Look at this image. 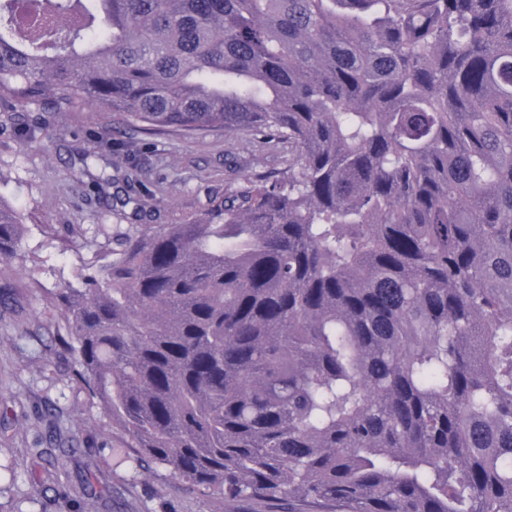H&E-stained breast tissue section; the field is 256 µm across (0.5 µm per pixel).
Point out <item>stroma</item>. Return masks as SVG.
Wrapping results in <instances>:
<instances>
[{
    "label": "stroma",
    "instance_id": "35a3bbf8",
    "mask_svg": "<svg viewBox=\"0 0 512 512\" xmlns=\"http://www.w3.org/2000/svg\"><path fill=\"white\" fill-rule=\"evenodd\" d=\"M33 122L46 125L36 140L24 133ZM81 150L93 173L116 184L136 172L149 205L123 204L116 184L93 186ZM287 163L283 143L220 130L149 134L92 105L25 112L0 127V202L25 217L16 258L0 261V512H82L89 498L97 512H284L208 495L142 458L78 382L61 308L43 291L92 273L117 234L196 220L223 196L230 172L274 177ZM34 279L43 291L29 290Z\"/></svg>",
    "mask_w": 512,
    "mask_h": 512
}]
</instances>
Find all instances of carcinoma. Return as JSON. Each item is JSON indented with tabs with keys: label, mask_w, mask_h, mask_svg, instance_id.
Masks as SVG:
<instances>
[{
	"label": "carcinoma",
	"mask_w": 512,
	"mask_h": 512,
	"mask_svg": "<svg viewBox=\"0 0 512 512\" xmlns=\"http://www.w3.org/2000/svg\"><path fill=\"white\" fill-rule=\"evenodd\" d=\"M4 90L288 143L50 292L141 455L226 499L512 512V0H0Z\"/></svg>",
	"instance_id": "cac0c4a2"
}]
</instances>
